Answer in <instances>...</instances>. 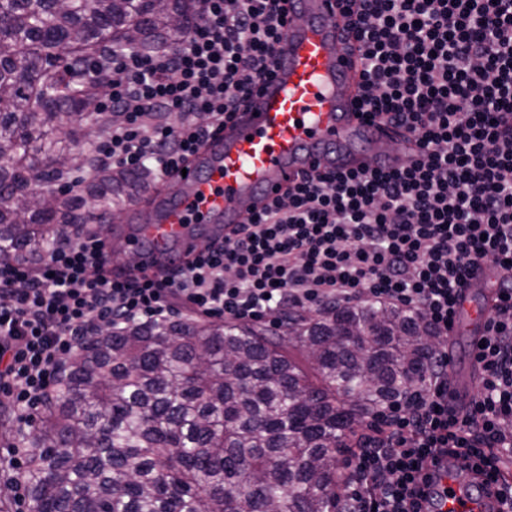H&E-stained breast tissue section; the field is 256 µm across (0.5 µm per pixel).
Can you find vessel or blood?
Here are the masks:
<instances>
[{
    "instance_id": "obj_1",
    "label": "vessel or blood",
    "mask_w": 512,
    "mask_h": 512,
    "mask_svg": "<svg viewBox=\"0 0 512 512\" xmlns=\"http://www.w3.org/2000/svg\"><path fill=\"white\" fill-rule=\"evenodd\" d=\"M289 11L293 22L276 47L273 77L189 158L185 173L160 180L148 219L123 234L127 248L155 256L146 274H165L167 261L191 258L304 171L388 170L417 156L414 139L398 138V149L387 150L395 130L359 116L360 55L342 31L334 0H290ZM489 318L487 302L469 292L459 302L454 328L478 336ZM428 466L438 476L447 512H496L498 498L468 494L447 458L436 456Z\"/></svg>"
}]
</instances>
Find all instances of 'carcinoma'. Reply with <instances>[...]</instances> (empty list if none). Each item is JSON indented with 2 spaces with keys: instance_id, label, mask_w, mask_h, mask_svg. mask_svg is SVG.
Listing matches in <instances>:
<instances>
[{
  "instance_id": "cac0c4a2",
  "label": "carcinoma",
  "mask_w": 512,
  "mask_h": 512,
  "mask_svg": "<svg viewBox=\"0 0 512 512\" xmlns=\"http://www.w3.org/2000/svg\"><path fill=\"white\" fill-rule=\"evenodd\" d=\"M189 17L190 0H0V262L35 267L147 189L150 172L71 142L121 119L97 111L112 53L174 47ZM44 192L46 208L18 204ZM435 347L418 313L375 301L291 309L273 329L180 317L92 333L21 434L30 512H341L338 456L425 383Z\"/></svg>"
}]
</instances>
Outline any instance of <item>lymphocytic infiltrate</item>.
<instances>
[{
    "label": "lymphocytic infiltrate",
    "mask_w": 512,
    "mask_h": 512,
    "mask_svg": "<svg viewBox=\"0 0 512 512\" xmlns=\"http://www.w3.org/2000/svg\"><path fill=\"white\" fill-rule=\"evenodd\" d=\"M339 2L363 60L362 112L414 137L420 158L311 171L160 279L113 274L93 231L37 267L0 262V395L24 425L60 357L100 321H160L175 298L232 320L375 300L419 312L441 345L426 384L389 404L350 454L349 512H425L436 497L418 485L436 451L475 468L512 460V0ZM288 3L194 0L179 46L113 54L98 109L124 121L99 142L100 159L158 179L176 172L269 76ZM490 263L501 281L476 354L481 391L459 412L443 342Z\"/></svg>",
    "instance_id": "lymphocytic-infiltrate-1"
}]
</instances>
